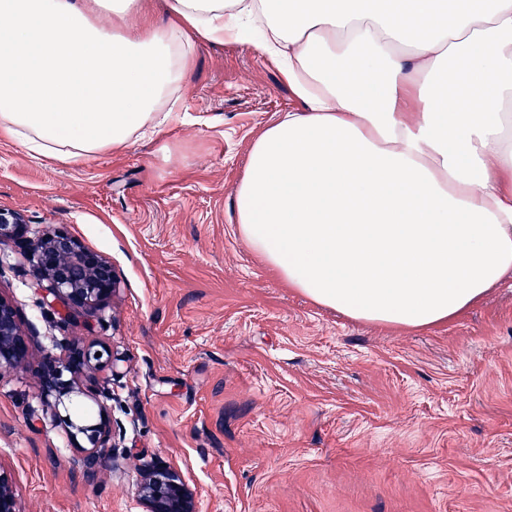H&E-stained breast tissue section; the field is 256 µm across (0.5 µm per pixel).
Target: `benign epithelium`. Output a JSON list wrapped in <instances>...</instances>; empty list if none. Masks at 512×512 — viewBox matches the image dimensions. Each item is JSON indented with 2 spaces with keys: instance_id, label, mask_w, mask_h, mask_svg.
<instances>
[{
  "instance_id": "obj_1",
  "label": "benign epithelium",
  "mask_w": 512,
  "mask_h": 512,
  "mask_svg": "<svg viewBox=\"0 0 512 512\" xmlns=\"http://www.w3.org/2000/svg\"><path fill=\"white\" fill-rule=\"evenodd\" d=\"M29 228L23 218L0 209V243L28 238ZM34 246L43 272V290L52 301L66 309V317L78 312L94 313L112 292L115 274L112 264L86 249L77 239L58 230L45 236ZM28 350L12 306L0 297V368L16 366ZM91 352L75 347L61 359L47 362L43 375V394L53 398L51 407L58 408L63 398L75 392V381L63 379V373L77 374L91 362ZM84 435L88 445L79 448L82 456L73 460L88 476L93 475L105 459L109 430L105 418L96 424L70 423L73 438ZM146 512H197L193 492L181 475L167 466H159L146 474L139 488ZM0 512H19L9 477L0 470Z\"/></svg>"
}]
</instances>
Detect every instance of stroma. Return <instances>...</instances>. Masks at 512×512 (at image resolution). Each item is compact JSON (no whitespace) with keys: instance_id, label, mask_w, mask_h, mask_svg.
<instances>
[{"instance_id":"stroma-1","label":"stroma","mask_w":512,"mask_h":512,"mask_svg":"<svg viewBox=\"0 0 512 512\" xmlns=\"http://www.w3.org/2000/svg\"><path fill=\"white\" fill-rule=\"evenodd\" d=\"M254 45H198L181 122L76 164L0 135V209L110 261L93 316L65 320L29 248L0 244V298L29 338L0 368V469L19 512H144L146 468L199 512H512V277L453 321L357 322L289 288L235 231L252 141L298 109ZM99 355L58 412L42 364ZM106 418L107 461L72 466L67 419Z\"/></svg>"}]
</instances>
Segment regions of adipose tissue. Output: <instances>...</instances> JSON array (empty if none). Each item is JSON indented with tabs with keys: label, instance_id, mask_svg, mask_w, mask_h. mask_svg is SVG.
Wrapping results in <instances>:
<instances>
[{
	"label": "adipose tissue",
	"instance_id": "ef3b65f1",
	"mask_svg": "<svg viewBox=\"0 0 512 512\" xmlns=\"http://www.w3.org/2000/svg\"><path fill=\"white\" fill-rule=\"evenodd\" d=\"M0 0V133L74 163L180 120L197 42L248 38L299 110L250 146L239 237L313 303L425 328L512 274V0ZM121 29H113V20Z\"/></svg>",
	"mask_w": 512,
	"mask_h": 512
}]
</instances>
